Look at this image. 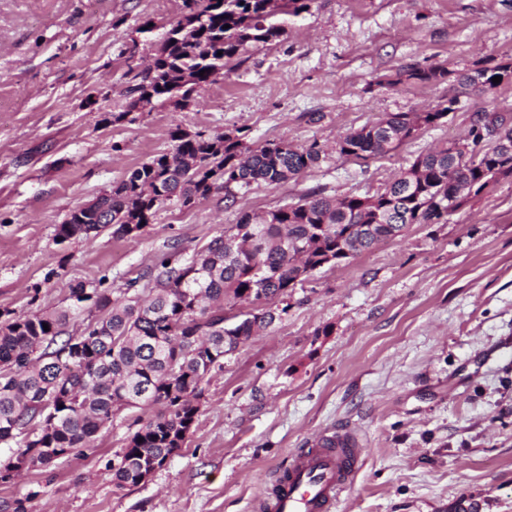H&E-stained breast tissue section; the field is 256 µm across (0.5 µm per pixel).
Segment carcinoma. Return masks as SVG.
<instances>
[{"label":"carcinoma","instance_id":"1","mask_svg":"<svg viewBox=\"0 0 512 512\" xmlns=\"http://www.w3.org/2000/svg\"><path fill=\"white\" fill-rule=\"evenodd\" d=\"M314 0H184L196 6L173 26L157 50L142 82L131 86L130 108L162 100L176 110L189 105L192 93L224 73V68L253 43H268L284 33L276 15L298 16ZM398 75L418 83L464 85L477 75L484 92L512 83V63L448 70L408 66ZM452 112L436 106L425 112L387 115L336 141V153L367 161L402 145L408 125L444 123ZM500 126L512 142V125L501 126L499 112L483 109L470 117L462 143L467 152L448 154L436 148L419 155L391 182L368 196H311L262 217L243 214L237 223L212 238L190 258L161 257L142 287H104L107 278L70 288L69 308L59 312L13 317L0 312V446L10 451L0 474L21 469L36 451L48 466L85 447L116 413L133 408L156 412L129 436L112 468L118 488L136 486L142 470L163 466L182 447L198 414V400L211 373L223 367L224 355L241 340L272 325L288 307L267 308L263 316L233 308L265 296L288 295L317 270L348 260L401 235L409 224H438L460 205L458 190L477 196L496 183L497 171L512 169L487 137ZM172 156L162 154L131 170L127 177L89 205L73 210L59 225L57 237L96 236L105 230L136 237L158 211L186 207L201 197L254 185L284 183L317 166L322 150L288 142L254 147L241 133L214 139L176 129ZM415 182L406 187L403 176ZM106 221H101V218ZM237 239L234 249L225 245ZM88 313L82 332L71 334V319ZM49 330H44L43 325Z\"/></svg>","mask_w":512,"mask_h":512}]
</instances>
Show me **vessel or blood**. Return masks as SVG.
Instances as JSON below:
<instances>
[{"instance_id": "obj_1", "label": "vessel or blood", "mask_w": 512, "mask_h": 512, "mask_svg": "<svg viewBox=\"0 0 512 512\" xmlns=\"http://www.w3.org/2000/svg\"><path fill=\"white\" fill-rule=\"evenodd\" d=\"M361 448L347 431L320 434L297 449L262 498V512H334L358 469Z\"/></svg>"}]
</instances>
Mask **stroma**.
Masks as SVG:
<instances>
[{
  "label": "stroma",
  "mask_w": 512,
  "mask_h": 512,
  "mask_svg": "<svg viewBox=\"0 0 512 512\" xmlns=\"http://www.w3.org/2000/svg\"><path fill=\"white\" fill-rule=\"evenodd\" d=\"M183 0H0V311L66 309L77 283L144 279L166 253L191 257L242 214L311 195H370L413 160L462 138L478 109L512 107V84L463 95L446 123L356 163L337 140L397 112L445 103L450 82L398 70L512 62V0H314L286 35L251 45L176 110L129 108ZM152 20L154 29L139 28ZM249 144L318 143V166L279 185L168 206L138 236L59 244L74 209L174 151V128ZM288 312L224 357L182 447L138 486L109 460L137 410L90 447L0 484L30 512H259L290 453L346 428L363 447L336 512H512V176L444 224H412L316 271Z\"/></svg>",
  "instance_id": "35a3bbf8"
}]
</instances>
